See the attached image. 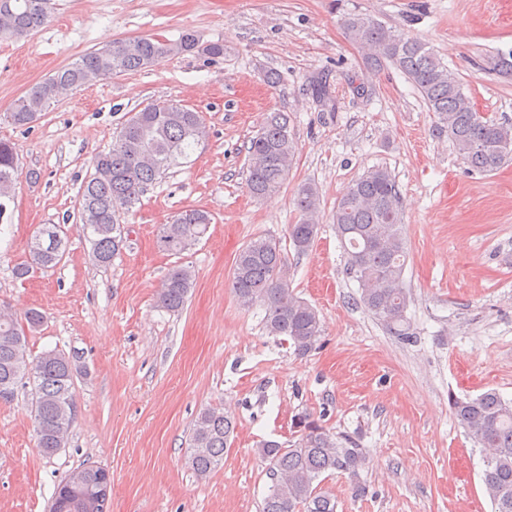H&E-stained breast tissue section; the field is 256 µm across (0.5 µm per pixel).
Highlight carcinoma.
I'll return each instance as SVG.
<instances>
[{
	"label": "carcinoma",
	"instance_id": "carcinoma-1",
	"mask_svg": "<svg viewBox=\"0 0 512 512\" xmlns=\"http://www.w3.org/2000/svg\"><path fill=\"white\" fill-rule=\"evenodd\" d=\"M42 0H0V39H21L44 25L48 14ZM348 40L366 51L376 68L389 63L400 70L418 92L435 119V130L448 137L460 160L481 173L498 171L512 161V123L498 122L478 112L457 73L426 44L353 12L342 19ZM197 53L211 60L224 56V44L203 42L192 30L178 39L132 37L89 51L43 81L30 87L13 104L10 120L18 126L32 123L51 101L86 84L127 71L153 67L163 60ZM488 70L512 77V49L499 51L487 61ZM207 128L199 113L171 101H159L133 113L115 136L112 147L98 153L94 172L81 187L79 217L95 263L111 264L124 245L121 210H129L170 168L188 158L205 138ZM297 144L289 130L288 115L272 112L246 146V185L256 198L281 190L288 178ZM21 172L16 148L0 141V198L13 193ZM299 222L288 225V239L298 254L312 247L319 233L320 198L315 185L303 183L295 193ZM404 201L391 172L371 167L354 180L336 204L332 221L347 255L346 275L358 286L357 301L386 330L403 341L414 332L407 317L410 295L403 275L408 259L403 224ZM211 224L208 213L187 209L159 227V247L180 255L205 237ZM29 260L17 264L13 275L24 279L35 269L55 267L63 258L67 240L59 224H43L27 244ZM195 273L185 265L173 266L162 281L157 299L161 308H184ZM231 288L245 307L265 311L268 335L290 343L305 356L322 336L318 312L299 298L288 283V265L280 242L272 236L251 239L237 254ZM43 323L37 310L24 321L0 308V399L14 396L17 384L32 380L31 414L40 451L51 456L65 447V434L74 420L73 378L76 357L49 350L27 353L26 331ZM452 410L459 425L482 448L481 481L493 512H512V401L488 390L476 397L454 398ZM235 431L232 415L222 407H206L197 415L189 438L188 465L200 479L224 462V451ZM268 470L278 474L263 499L261 512H336L335 496L324 488V478L348 476L353 493L362 495L361 474L369 461L359 445L338 436L319 421L303 415L296 423L295 441L284 445L265 441L256 448ZM83 474L64 498L67 512H85L83 506L99 492L98 468L81 465L70 474Z\"/></svg>",
	"mask_w": 512,
	"mask_h": 512
}]
</instances>
